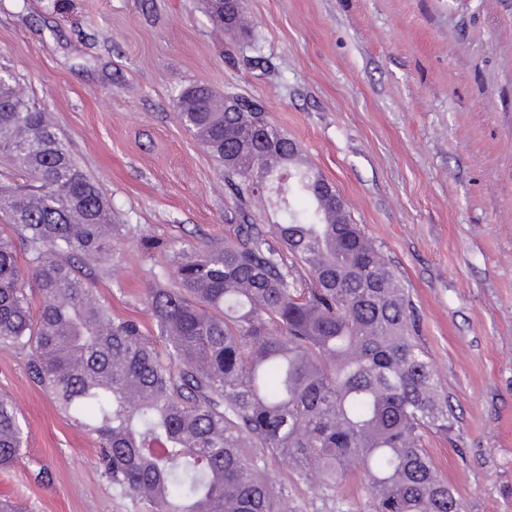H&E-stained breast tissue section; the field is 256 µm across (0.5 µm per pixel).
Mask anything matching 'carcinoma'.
Returning a JSON list of instances; mask_svg holds the SVG:
<instances>
[{"mask_svg":"<svg viewBox=\"0 0 512 512\" xmlns=\"http://www.w3.org/2000/svg\"><path fill=\"white\" fill-rule=\"evenodd\" d=\"M207 9L246 30V7ZM18 85L0 64V344L96 440L113 487L149 512H347L338 493L356 468L366 512H463L424 446L454 413L410 294L261 102L226 112L204 82L176 99L239 223L202 246L147 243L167 258L140 298L149 331L94 288L133 228L112 223L100 184ZM255 203L280 220L254 223ZM26 439L1 395L0 468ZM298 485L312 492L302 505Z\"/></svg>","mask_w":512,"mask_h":512,"instance_id":"carcinoma-1","label":"carcinoma"}]
</instances>
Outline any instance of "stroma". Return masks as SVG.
Listing matches in <instances>:
<instances>
[{
	"label": "stroma",
	"instance_id": "stroma-1",
	"mask_svg": "<svg viewBox=\"0 0 512 512\" xmlns=\"http://www.w3.org/2000/svg\"><path fill=\"white\" fill-rule=\"evenodd\" d=\"M253 44L204 0H0V64L51 112L112 221L166 241L239 216L174 98L199 82L266 103L382 248L454 411L426 449L465 512H512V0H248ZM259 56L262 66L247 58ZM160 255L121 247L97 289L145 318ZM28 438L0 497L28 512H148L94 439L0 346Z\"/></svg>",
	"mask_w": 512,
	"mask_h": 512
}]
</instances>
